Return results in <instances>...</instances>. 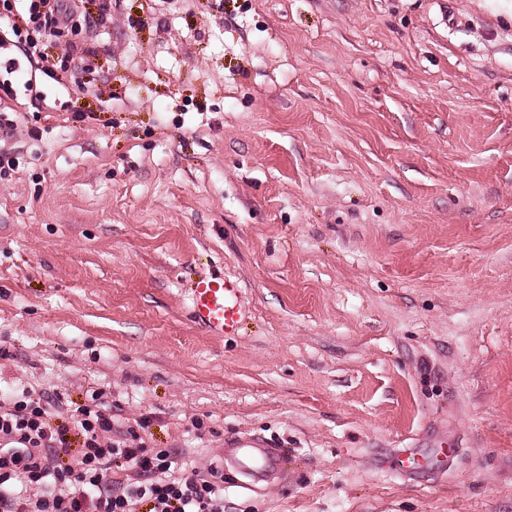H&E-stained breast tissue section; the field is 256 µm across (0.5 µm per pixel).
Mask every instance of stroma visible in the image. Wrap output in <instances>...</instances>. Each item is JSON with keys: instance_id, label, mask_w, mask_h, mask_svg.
Returning a JSON list of instances; mask_svg holds the SVG:
<instances>
[{"instance_id": "stroma-1", "label": "stroma", "mask_w": 512, "mask_h": 512, "mask_svg": "<svg viewBox=\"0 0 512 512\" xmlns=\"http://www.w3.org/2000/svg\"><path fill=\"white\" fill-rule=\"evenodd\" d=\"M76 5L79 68L0 87V397L106 388L203 477L284 448L224 512H512V0ZM212 272L239 335L189 317ZM191 319L210 336H236L251 309L240 280L224 273L199 276L188 290ZM224 461L243 478L272 477L284 463L281 448L258 434L233 435L224 439ZM457 445L448 444V453L441 448L439 452L444 459L428 462L425 455L420 454L414 448H395L390 452L388 458L381 460L380 465L386 470L394 472L401 479H414L426 469L439 468L445 465L448 457L458 454L460 448Z\"/></svg>"}]
</instances>
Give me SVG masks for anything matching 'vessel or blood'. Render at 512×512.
<instances>
[{"label":"vessel or blood","mask_w":512,"mask_h":512,"mask_svg":"<svg viewBox=\"0 0 512 512\" xmlns=\"http://www.w3.org/2000/svg\"><path fill=\"white\" fill-rule=\"evenodd\" d=\"M188 309L195 324L217 337L237 335L251 313L240 280L224 273L202 275L193 281L188 290ZM224 461L238 474V487L250 490L254 478L280 473L284 455L261 435L242 434L225 438ZM380 465L400 478L413 479L429 467H442L443 462L427 460L412 448H396Z\"/></svg>","instance_id":"obj_1"}]
</instances>
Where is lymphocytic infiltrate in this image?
Here are the masks:
<instances>
[{
    "mask_svg": "<svg viewBox=\"0 0 512 512\" xmlns=\"http://www.w3.org/2000/svg\"><path fill=\"white\" fill-rule=\"evenodd\" d=\"M18 5L32 31L0 35V69L42 53V40L72 27L71 0ZM105 389L68 402L54 388H22L0 404V512H224V483L177 472L175 450L147 447L148 420L113 436Z\"/></svg>",
    "mask_w": 512,
    "mask_h": 512,
    "instance_id": "1",
    "label": "lymphocytic infiltrate"
}]
</instances>
